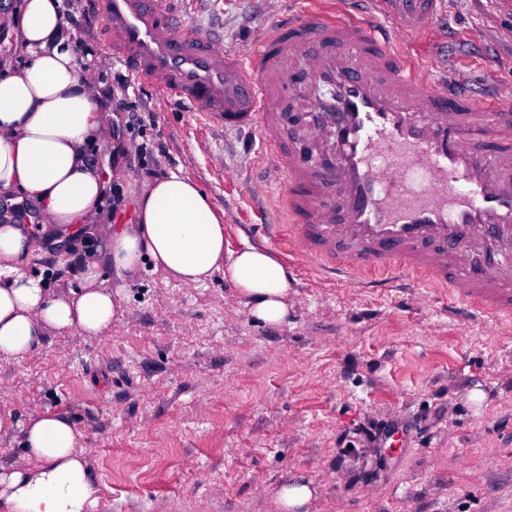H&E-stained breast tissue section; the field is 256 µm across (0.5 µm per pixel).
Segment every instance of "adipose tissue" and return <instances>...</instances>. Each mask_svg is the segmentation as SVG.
<instances>
[{
    "instance_id": "ef3b65f1",
    "label": "adipose tissue",
    "mask_w": 512,
    "mask_h": 512,
    "mask_svg": "<svg viewBox=\"0 0 512 512\" xmlns=\"http://www.w3.org/2000/svg\"><path fill=\"white\" fill-rule=\"evenodd\" d=\"M60 0H23L13 32L28 60L0 66V192L36 201L48 224H84L102 206L105 186L87 162L104 123L94 82L62 34ZM38 249L20 225L0 224V358L21 359L52 331L106 335L121 309V291L97 287L99 265L87 264L85 288L49 296L22 264ZM108 262L125 279L144 262L185 284L223 272L254 318L279 325L288 317V271L263 247L224 252V226L210 197L178 174L156 181L140 198L137 221L118 224L106 243ZM22 430L35 468L0 470V512H95L98 488L67 419L41 415L20 425L0 414V436Z\"/></svg>"
}]
</instances>
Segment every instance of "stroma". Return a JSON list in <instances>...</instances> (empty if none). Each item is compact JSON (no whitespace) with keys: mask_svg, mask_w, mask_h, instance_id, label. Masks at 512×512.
<instances>
[{"mask_svg":"<svg viewBox=\"0 0 512 512\" xmlns=\"http://www.w3.org/2000/svg\"><path fill=\"white\" fill-rule=\"evenodd\" d=\"M297 0H180L184 22L244 52ZM64 35L83 39L97 90L119 65L62 0ZM419 49L461 80L486 71L512 94V0H447ZM125 95L143 121L130 161L94 146L90 166L122 185L124 209L79 225L99 286L121 288L107 336L50 332L23 360H0V412L68 418L99 489L97 512H277L305 481L306 512H512V325L472 320L447 289L328 282L271 245L280 192L257 134L209 128L151 88ZM198 182L224 219V248L270 247L288 270V319H255L223 274L185 285L151 267L125 280L104 263L111 223H135L157 180ZM25 271L50 294L85 285L61 228ZM313 489L308 483L294 482L284 485L276 494L280 512H302L313 497Z\"/></svg>","mask_w":512,"mask_h":512,"instance_id":"obj_1","label":"stroma"}]
</instances>
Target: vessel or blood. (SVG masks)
Segmentation results:
<instances>
[{
	"label": "vessel or blood",
	"mask_w": 512,
	"mask_h": 512,
	"mask_svg": "<svg viewBox=\"0 0 512 512\" xmlns=\"http://www.w3.org/2000/svg\"><path fill=\"white\" fill-rule=\"evenodd\" d=\"M87 2L134 81L259 133L283 187L271 241L346 282L413 279L512 317V102L391 37L427 34L444 0H364L358 17L313 0L243 53L157 0Z\"/></svg>",
	"instance_id": "1"
}]
</instances>
